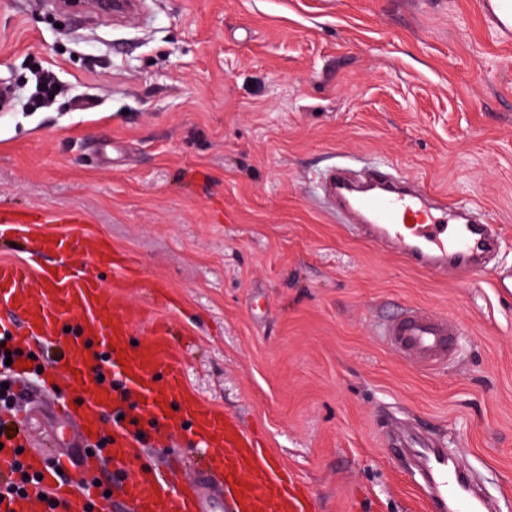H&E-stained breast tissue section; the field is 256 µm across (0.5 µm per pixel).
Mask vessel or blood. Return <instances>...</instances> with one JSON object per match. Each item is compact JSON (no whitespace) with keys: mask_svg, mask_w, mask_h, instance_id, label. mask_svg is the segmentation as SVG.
Wrapping results in <instances>:
<instances>
[{"mask_svg":"<svg viewBox=\"0 0 512 512\" xmlns=\"http://www.w3.org/2000/svg\"><path fill=\"white\" fill-rule=\"evenodd\" d=\"M328 179L348 223L376 243L394 247L409 265L436 277L477 269L483 257L497 247L487 225L458 222L452 205H431L420 193L392 185L388 174H373L371 193L361 196L354 195L342 173L329 172ZM85 221L78 213L51 210L0 218L1 241H34L24 260H0V307L15 318L11 333L25 345H37L57 339L59 326L71 324V332L57 340L64 352L59 372L85 392L84 410L68 448L49 452L39 445L32 447L22 461L39 482L27 497L0 500L5 512H36L43 491L67 504L68 512H85L84 497L64 472L72 462V449L86 447L92 437L103 434L102 418L108 412L114 415L112 431L103 434L106 445L87 462L86 470L93 473L113 467L112 497L125 512H308V498L287 485L263 448L222 411L189 391L166 330L152 327L137 347H127L131 327L142 320L139 310L126 305L120 292L106 287L87 267L61 262L72 241L59 233V225L78 226ZM77 240L92 262L115 264L127 277L136 274L133 265L114 262L111 246L97 234L83 232ZM104 312L110 315L105 322L100 319ZM456 333V323L446 314L423 307L410 308L380 329L390 348L426 368L447 363L454 354ZM95 336L105 337L110 347L109 365L117 388L95 375L99 354L88 344ZM161 365L167 368V379L160 385L154 380V370ZM16 389L32 407L49 397L43 380L20 379ZM133 405L149 415L148 428L128 420ZM175 405L206 444L196 477L179 490L171 485L168 466L146 473L124 465L132 452L150 445L157 433H178L180 426L169 415ZM395 444L425 474L431 512H485L483 499L471 489L462 467L449 464L447 449L437 447L417 430L397 438Z\"/></svg>","mask_w":512,"mask_h":512,"instance_id":"1","label":"vessel or blood"}]
</instances>
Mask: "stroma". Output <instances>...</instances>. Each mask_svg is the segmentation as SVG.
Listing matches in <instances>:
<instances>
[{
    "mask_svg": "<svg viewBox=\"0 0 512 512\" xmlns=\"http://www.w3.org/2000/svg\"><path fill=\"white\" fill-rule=\"evenodd\" d=\"M136 27L0 0V210L74 211L141 271L189 387L271 448L314 512H430L389 427L454 448L512 512V36L479 0H142ZM66 87L33 105L35 74ZM480 207L498 250L441 279L343 223L327 170ZM409 305L462 353L384 346ZM191 428L129 460L199 455Z\"/></svg>",
    "mask_w": 512,
    "mask_h": 512,
    "instance_id": "35a3bbf8",
    "label": "stroma"
}]
</instances>
